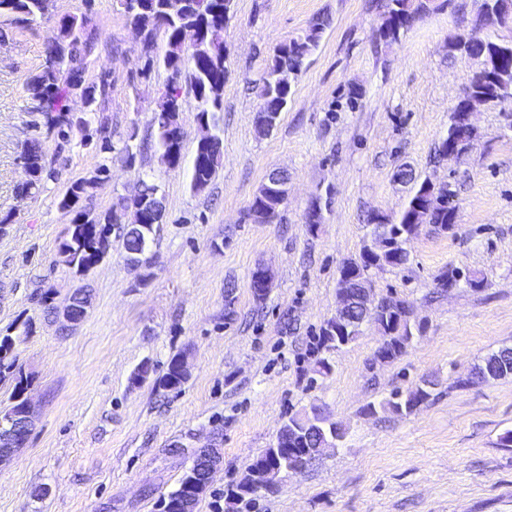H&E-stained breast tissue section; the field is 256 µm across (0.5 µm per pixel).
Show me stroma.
I'll return each instance as SVG.
<instances>
[{"label": "stroma", "mask_w": 512, "mask_h": 512, "mask_svg": "<svg viewBox=\"0 0 512 512\" xmlns=\"http://www.w3.org/2000/svg\"><path fill=\"white\" fill-rule=\"evenodd\" d=\"M393 43L378 37L379 0H235L224 29L229 70L220 114L224 160L209 188H191L200 129L191 87L182 95L183 161L170 170L153 147L149 119L159 85L136 74L138 51L115 0H94L92 21L106 44L87 77L112 75L115 135L135 134L134 165L88 149L58 151L55 181L20 200L19 158L35 134L28 76L55 34L42 20L0 44V213L15 212L0 233V334H15L18 363L33 410L24 448L0 467V512H161L191 464L189 448H221L223 464L196 512H227L225 494L289 413L316 403L346 437L303 471L283 477L242 512H512V376L471 385L474 366L512 345V103L480 107L476 138L462 160H434L451 112L479 62L448 50L469 29L481 0H437ZM328 14L318 50L306 62L292 100L266 135L256 132V83L275 46ZM107 161L95 191L97 210L130 194L139 175L156 178L166 215L140 269L127 265L120 238L86 276L63 263L59 246L69 216L58 199L76 179ZM410 167L415 180L393 174ZM287 171L288 202L257 224L249 207L272 169ZM429 180L455 195L453 230L423 227L409 263L373 276L376 296L413 307L423 332L406 353L374 362L382 336L328 353L319 372L313 338L336 310L340 266L370 241L367 219L393 222L416 184ZM325 200L317 227L307 214ZM267 267L264 301L249 288ZM454 268L483 277L437 294ZM90 290L86 318L62 330L38 293L63 306ZM185 354L189 376L178 391L155 384L171 356ZM432 382L412 413L380 404ZM182 455L169 454L173 445Z\"/></svg>", "instance_id": "obj_1"}]
</instances>
